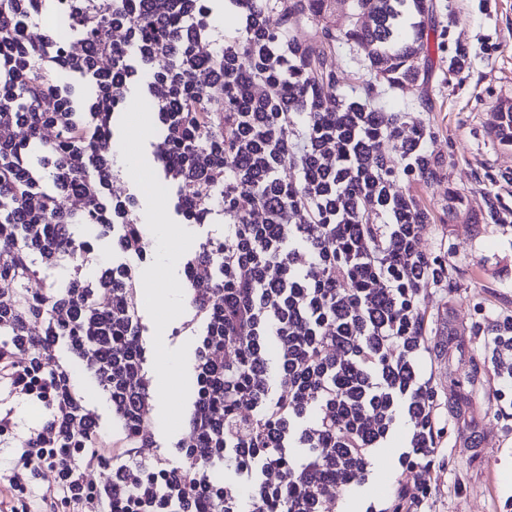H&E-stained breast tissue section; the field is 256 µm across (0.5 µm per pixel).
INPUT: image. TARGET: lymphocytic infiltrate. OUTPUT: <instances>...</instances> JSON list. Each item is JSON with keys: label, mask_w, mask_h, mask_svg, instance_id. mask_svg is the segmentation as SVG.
I'll use <instances>...</instances> for the list:
<instances>
[{"label": "lymphocytic infiltrate", "mask_w": 512, "mask_h": 512, "mask_svg": "<svg viewBox=\"0 0 512 512\" xmlns=\"http://www.w3.org/2000/svg\"><path fill=\"white\" fill-rule=\"evenodd\" d=\"M51 2L81 51L49 29L31 39V0H0V126L15 131L0 137V437L17 436L14 401L43 410L16 457L0 462V512H331L369 483L399 432L394 493L365 498L363 512H422L445 415L414 314L441 260L421 249L380 151L392 147L404 175L417 174L430 131L407 127L404 112H313L301 97L255 94L250 71L276 86L297 78L293 51L255 0H227L239 19L232 35L215 26L214 0H113L107 14L96 0ZM36 67L91 78L92 97L33 81ZM141 82L163 132L155 153L182 189V223L224 226L183 266L190 314L174 333L195 342L196 386L171 459L141 455L155 444L154 391L134 310L154 250L137 196L112 191L110 121ZM229 86L232 133L206 136L207 105ZM288 160L303 198L280 176ZM244 194L262 221L240 209ZM93 222L104 236L121 226L112 250L136 264L103 259L80 237ZM29 261L65 271V287L15 288ZM489 336L497 400L512 408V316ZM73 359L105 391L113 429L80 395ZM221 466L231 475L219 481ZM91 468L104 480L87 483ZM46 470L54 483L43 490L35 481Z\"/></svg>", "instance_id": "1"}]
</instances>
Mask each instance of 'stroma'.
Here are the masks:
<instances>
[{
	"mask_svg": "<svg viewBox=\"0 0 512 512\" xmlns=\"http://www.w3.org/2000/svg\"><path fill=\"white\" fill-rule=\"evenodd\" d=\"M425 18L428 62L423 75L406 89H389L371 69L366 50L354 42L326 39V31L347 25L348 5L336 7L327 25L315 26L299 17L294 32L307 36L315 51L325 53L340 79L328 85V99L352 98L387 112H407L427 126L436 159L432 177H397L394 190L411 197L428 213L422 227V249L443 254L452 268L454 288L427 286L421 311L428 336L455 332L447 354L430 351L434 384L440 403L463 393L466 415L453 414L433 473L438 487L432 512H496L512 496V417L501 414L495 397L488 337L478 331L491 319L512 315V146L499 134L502 113L512 110V0H432ZM467 46L471 63L466 74L449 71L456 45ZM148 94L135 88L132 104L114 129L116 157L136 154L148 164V175L159 172L150 144L159 131L149 111L142 109ZM176 187L165 197L142 200L140 218L151 208L163 212L177 233L166 242L175 265H182L199 242L213 232L210 224L180 223ZM140 278L153 287L177 293L172 306L140 305L139 314L151 340L147 369L155 384H166L168 395H157L154 411L158 450L168 454L186 429L183 414L189 407L194 380L190 371L165 379V358L187 361L193 344L170 341L168 334L183 314L187 291L182 273H171L161 263L142 266Z\"/></svg>",
	"mask_w": 512,
	"mask_h": 512,
	"instance_id": "1",
	"label": "stroma"
}]
</instances>
